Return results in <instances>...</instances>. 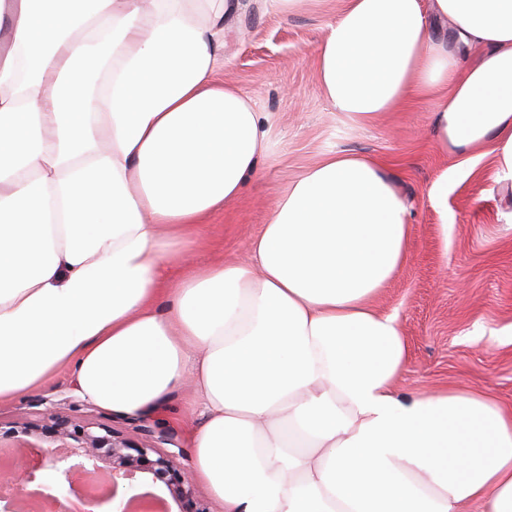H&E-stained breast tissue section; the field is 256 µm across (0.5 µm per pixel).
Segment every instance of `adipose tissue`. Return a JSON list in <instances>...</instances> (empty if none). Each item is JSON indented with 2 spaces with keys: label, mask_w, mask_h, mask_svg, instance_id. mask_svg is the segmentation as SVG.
<instances>
[{
  "label": "adipose tissue",
  "mask_w": 512,
  "mask_h": 512,
  "mask_svg": "<svg viewBox=\"0 0 512 512\" xmlns=\"http://www.w3.org/2000/svg\"><path fill=\"white\" fill-rule=\"evenodd\" d=\"M234 0H10L0 55V402L68 372L149 417L192 380L191 470L224 512H512V409L405 398L396 315L370 300L407 258L381 162L333 152L249 249L164 276L269 148L217 82ZM452 22L450 40L433 19ZM357 125L433 98L440 149L512 179V0H347L314 55Z\"/></svg>",
  "instance_id": "1"
}]
</instances>
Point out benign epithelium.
I'll return each mask as SVG.
<instances>
[{
    "mask_svg": "<svg viewBox=\"0 0 512 512\" xmlns=\"http://www.w3.org/2000/svg\"><path fill=\"white\" fill-rule=\"evenodd\" d=\"M48 415V439L41 445L24 438L9 442V432L0 436V449L7 452L0 483L14 494L31 492L47 512H128L141 499L129 490L150 484L165 489L175 501L193 503L192 477L180 462L182 451L162 450L175 445L173 433L141 425L142 438L135 442L109 425L74 424L53 407ZM24 448V469L17 474L12 467ZM87 479L102 480L105 492L84 494Z\"/></svg>",
    "mask_w": 512,
    "mask_h": 512,
    "instance_id": "obj_1",
    "label": "benign epithelium"
}]
</instances>
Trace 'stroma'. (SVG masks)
Wrapping results in <instances>:
<instances>
[{
  "mask_svg": "<svg viewBox=\"0 0 512 512\" xmlns=\"http://www.w3.org/2000/svg\"><path fill=\"white\" fill-rule=\"evenodd\" d=\"M345 0H238L225 22L224 80L268 117L271 151L239 199L213 214L204 241L187 252L192 264L218 259L248 264L247 242L267 220L275 198L301 171L334 151L378 157L410 208L407 261L375 296L396 314L408 360L396 383L405 397L452 385L483 390L512 406V180L499 179L490 156L442 152L433 136V101L414 97L371 123L349 122L323 96L314 54ZM447 181L438 203L430 189ZM59 401L74 421L104 423L130 439L135 424L100 408H76L69 378L0 403V428L44 426L41 399ZM179 391L151 418L192 448L198 416Z\"/></svg>",
  "mask_w": 512,
  "mask_h": 512,
  "instance_id": "1",
  "label": "stroma"
}]
</instances>
